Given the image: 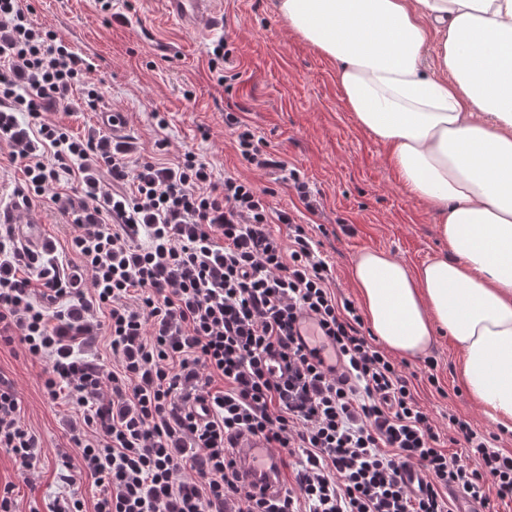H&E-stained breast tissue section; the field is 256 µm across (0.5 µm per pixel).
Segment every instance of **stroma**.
I'll return each mask as SVG.
<instances>
[{
  "instance_id": "stroma-1",
  "label": "stroma",
  "mask_w": 512,
  "mask_h": 512,
  "mask_svg": "<svg viewBox=\"0 0 512 512\" xmlns=\"http://www.w3.org/2000/svg\"><path fill=\"white\" fill-rule=\"evenodd\" d=\"M220 23L212 35L167 19L162 0H112L102 12L96 0H28L29 17L57 32L71 49L91 63L90 82L100 86V106L124 113L138 152L153 155L159 136L170 146L160 162H175L190 150L215 163L216 176L230 171L259 188L272 189L274 206L293 212L298 223L314 228L322 256L331 266L339 295L358 300L350 280L356 256L367 248L385 251L409 269L443 254L445 242L434 211L403 191L390 150L356 122L336 83V65L293 32L275 9V0H222ZM231 49L232 81L220 84L209 70V50L218 40ZM99 106V107H100ZM237 113L255 128L275 160L286 162L307 180L318 200L309 212L279 172L255 169L240 156L224 115ZM165 115L159 131L154 114ZM209 139H201L200 128ZM42 243L52 245L59 263L75 266L67 244V218L49 199L33 205ZM437 367V384L423 376L425 357ZM418 372L415 396L440 427L456 414L481 431L496 426L457 383L459 353L449 337L436 336L427 356H414ZM43 360L0 347V372L14 380L22 400V418L41 442L38 477L27 485L13 459L0 451V482L14 485L19 512H46L54 499L74 496L93 507L98 489L92 480L74 485L59 481L55 455L74 415L44 395Z\"/></svg>"
}]
</instances>
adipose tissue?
<instances>
[{"instance_id": "obj_1", "label": "adipose tissue", "mask_w": 512, "mask_h": 512, "mask_svg": "<svg viewBox=\"0 0 512 512\" xmlns=\"http://www.w3.org/2000/svg\"><path fill=\"white\" fill-rule=\"evenodd\" d=\"M336 64L357 123L437 215L446 255L417 270L382 251L351 277L373 336L403 355L448 335L460 381L512 431V0H275ZM438 41L440 75L421 59Z\"/></svg>"}]
</instances>
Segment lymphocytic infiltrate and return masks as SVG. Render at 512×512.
I'll list each match as a JSON object with an SVG mask.
<instances>
[{"instance_id":"obj_1","label":"lymphocytic infiltrate","mask_w":512,"mask_h":512,"mask_svg":"<svg viewBox=\"0 0 512 512\" xmlns=\"http://www.w3.org/2000/svg\"><path fill=\"white\" fill-rule=\"evenodd\" d=\"M28 13L0 0V143L26 176L23 207L46 195L67 214L80 264L39 261L0 224V344L46 360V397L78 417L57 450L60 480L92 478L93 512H452L453 494L496 512L512 501V452L453 414L440 433L416 372L364 334L319 241L267 190L216 180L191 151L167 165L45 121L74 90L90 105L102 95L85 59ZM305 321L338 367L306 344ZM97 330L113 369L75 351ZM21 411L0 373V449L28 479L40 443ZM246 437L276 463L294 458L293 487L273 498L243 482Z\"/></svg>"}]
</instances>
